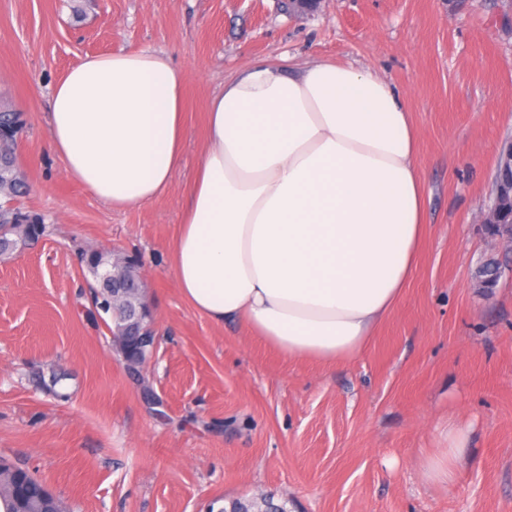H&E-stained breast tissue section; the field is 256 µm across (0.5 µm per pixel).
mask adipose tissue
Wrapping results in <instances>:
<instances>
[{"mask_svg":"<svg viewBox=\"0 0 512 512\" xmlns=\"http://www.w3.org/2000/svg\"><path fill=\"white\" fill-rule=\"evenodd\" d=\"M185 78L162 51L86 57L51 93L49 149L117 208L161 195L182 161ZM207 148L172 243L183 299L291 361L349 362L390 317L425 236L417 131L376 71L255 62L207 106ZM468 429L427 455L453 483Z\"/></svg>","mask_w":512,"mask_h":512,"instance_id":"obj_1","label":"adipose tissue"}]
</instances>
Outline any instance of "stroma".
<instances>
[{
	"label": "stroma",
	"mask_w": 512,
	"mask_h": 512,
	"mask_svg": "<svg viewBox=\"0 0 512 512\" xmlns=\"http://www.w3.org/2000/svg\"><path fill=\"white\" fill-rule=\"evenodd\" d=\"M150 47L185 73L182 163L154 201L115 208L47 148L50 94L86 56ZM368 66L418 133L428 232L393 314L353 361L290 362L193 310L170 243L207 146V102L249 63ZM0 110L19 113L23 212L43 238L0 260V456L66 512H221L261 491L288 512H512V253L474 216L512 140V0H0ZM91 249L135 259L157 347L125 371L88 313ZM502 265L478 292L475 268ZM66 372L58 393L32 377ZM456 417L452 485L424 457Z\"/></svg>",
	"instance_id": "obj_1"
}]
</instances>
